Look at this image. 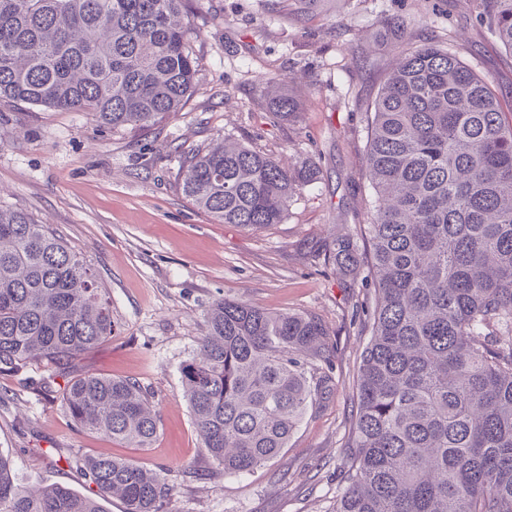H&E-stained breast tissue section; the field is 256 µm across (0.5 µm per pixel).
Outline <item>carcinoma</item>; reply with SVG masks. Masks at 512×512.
Segmentation results:
<instances>
[{
  "instance_id": "1",
  "label": "carcinoma",
  "mask_w": 512,
  "mask_h": 512,
  "mask_svg": "<svg viewBox=\"0 0 512 512\" xmlns=\"http://www.w3.org/2000/svg\"><path fill=\"white\" fill-rule=\"evenodd\" d=\"M184 0H0V99L86 112L112 130L148 129L192 95L197 63ZM512 53V0H470ZM395 63L367 101L361 177L373 196L352 233L309 259L373 289L362 307L351 443L333 512H512V123L490 84L445 45L393 43ZM267 106L290 127L303 105L268 81ZM319 168H286L228 140L180 156L185 197L220 224H280ZM181 382L207 457L227 475L276 457L309 404L335 389L334 345L306 312L273 314L234 298L206 315ZM112 336L91 264L46 224L0 209V374L43 366L31 390L62 395L82 428L132 448L158 434L136 381L74 362ZM65 384L58 389L55 379ZM89 495L22 489L0 454V512H158L166 479L94 456Z\"/></svg>"
}]
</instances>
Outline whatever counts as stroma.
Here are the masks:
<instances>
[{"instance_id": "35a3bbf8", "label": "stroma", "mask_w": 512, "mask_h": 512, "mask_svg": "<svg viewBox=\"0 0 512 512\" xmlns=\"http://www.w3.org/2000/svg\"><path fill=\"white\" fill-rule=\"evenodd\" d=\"M294 9L295 0H185L199 65L194 92L148 130L113 131L83 112L0 101V208L49 225L93 265L111 301L112 335L81 364L139 382L159 418L152 446L130 448L81 429L61 399H37L22 376L0 375V453L12 458L21 487L89 493L81 462L106 454L164 476L174 491L161 512H331L369 338L351 315L369 291L318 271L306 250L353 231L372 193L360 175L365 102L394 58L377 19L398 16L414 44L444 43L456 28L455 53L506 106L512 54L469 0H323L310 12ZM425 16L432 22L424 27ZM360 44L376 47L373 59L356 55ZM270 77L305 98L296 127L269 113L261 84ZM221 136L286 167L312 159L320 178L265 231L216 223L182 195L177 155ZM224 297L311 312L334 344L332 396L307 410L276 458L242 475L206 457L180 376L207 310Z\"/></svg>"}]
</instances>
